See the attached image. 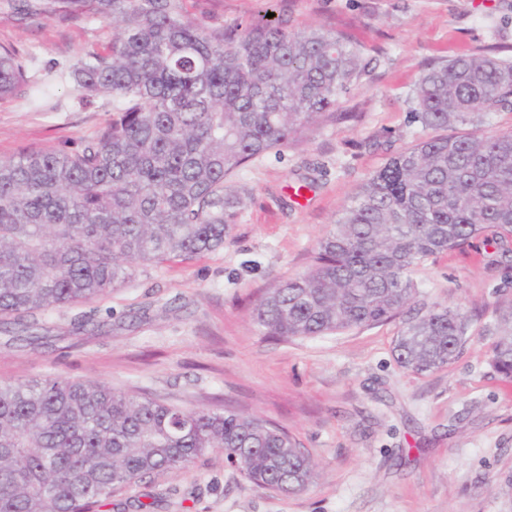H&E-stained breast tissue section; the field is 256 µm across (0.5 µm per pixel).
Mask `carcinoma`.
<instances>
[{"label":"carcinoma","mask_w":512,"mask_h":512,"mask_svg":"<svg viewBox=\"0 0 512 512\" xmlns=\"http://www.w3.org/2000/svg\"><path fill=\"white\" fill-rule=\"evenodd\" d=\"M20 16L92 11L106 51L70 71L112 116L77 147L0 159V333L51 342L41 316L123 285L142 265L224 246L241 191L231 178L336 111L362 74L360 51L329 30L267 24L232 32L189 22L182 0H12ZM28 82L0 45V98ZM425 135L373 174L319 240L309 272L258 297L252 318L289 340L401 319L393 352L417 374L453 363L471 319L428 302L412 267L483 238L512 253V131H455L512 111V57L435 64L413 95ZM492 364L512 377V307ZM220 448L250 482L290 495L316 464L285 431L226 407L188 409L96 380L0 383V512H101L115 493L188 469Z\"/></svg>","instance_id":"1"}]
</instances>
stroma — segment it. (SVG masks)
<instances>
[{
  "label": "stroma",
  "instance_id": "1",
  "mask_svg": "<svg viewBox=\"0 0 512 512\" xmlns=\"http://www.w3.org/2000/svg\"><path fill=\"white\" fill-rule=\"evenodd\" d=\"M191 23L237 32L274 20L288 31L345 34L364 74L340 106L233 180L242 205L224 247L141 266L91 302L43 320L49 347L7 345L0 381L96 379L188 408L230 407L294 438L317 465L310 489L286 496L246 480L221 451L159 473L112 499V512H512V377L493 367L499 309L512 305V256L475 240L415 267L429 301L460 307L471 337L447 368L417 375L395 361L399 321L276 341L253 302L305 274L343 205L387 160L422 136L411 94L432 65L463 53L512 56V0H183ZM112 27L87 13L18 17L0 0V44L30 83L0 99V158L93 138L112 100L83 99L68 68L105 51ZM99 323L84 331L78 318Z\"/></svg>",
  "mask_w": 512,
  "mask_h": 512
}]
</instances>
